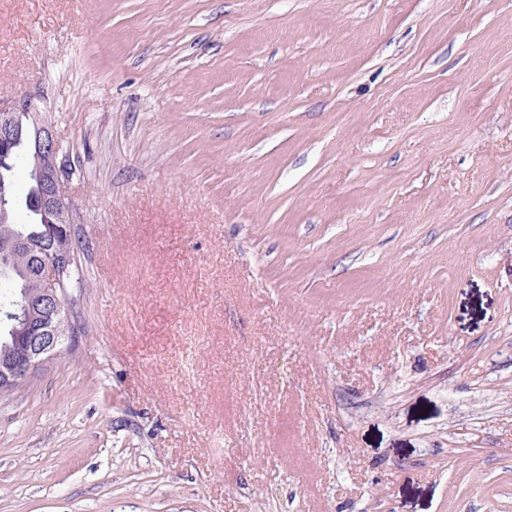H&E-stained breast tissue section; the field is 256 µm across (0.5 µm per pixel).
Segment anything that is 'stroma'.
I'll return each mask as SVG.
<instances>
[{
	"label": "stroma",
	"mask_w": 512,
	"mask_h": 512,
	"mask_svg": "<svg viewBox=\"0 0 512 512\" xmlns=\"http://www.w3.org/2000/svg\"><path fill=\"white\" fill-rule=\"evenodd\" d=\"M84 331L0 512H512V0H0Z\"/></svg>",
	"instance_id": "obj_1"
}]
</instances>
